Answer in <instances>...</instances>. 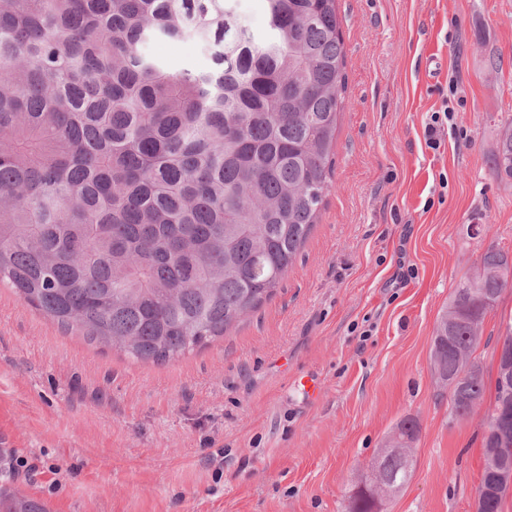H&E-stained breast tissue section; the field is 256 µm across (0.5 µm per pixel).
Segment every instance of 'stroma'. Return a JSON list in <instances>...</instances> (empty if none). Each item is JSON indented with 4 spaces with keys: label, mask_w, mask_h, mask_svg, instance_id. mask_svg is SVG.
I'll list each match as a JSON object with an SVG mask.
<instances>
[{
    "label": "stroma",
    "mask_w": 512,
    "mask_h": 512,
    "mask_svg": "<svg viewBox=\"0 0 512 512\" xmlns=\"http://www.w3.org/2000/svg\"><path fill=\"white\" fill-rule=\"evenodd\" d=\"M347 88L318 224L270 300L162 364L64 331L0 284V465L49 512H352L417 420L381 512H473L512 288L475 356L478 416L448 420L434 330L490 245L512 250V0H337ZM454 130L428 148L443 103ZM479 225L480 234L470 232ZM314 376L316 399L295 382ZM453 120L454 108L448 106L447 102L444 104V109L441 112L432 113L430 122L426 125V143L429 148L436 150L440 147L439 133L445 130V124L448 126V123H450L452 128ZM495 169L507 176H512V132L505 133L501 138L497 154L494 158ZM368 464V467L373 464L377 465L387 484L404 486L412 473V450L408 455L391 452L378 453Z\"/></svg>",
    "instance_id": "stroma-1"
}]
</instances>
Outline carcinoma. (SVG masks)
<instances>
[{
    "mask_svg": "<svg viewBox=\"0 0 512 512\" xmlns=\"http://www.w3.org/2000/svg\"><path fill=\"white\" fill-rule=\"evenodd\" d=\"M0 0V282L91 344L164 363L224 336L269 299L318 223L346 90L336 0ZM198 41L206 72L145 51ZM495 169L512 176V132ZM453 291L435 329L443 371L464 317L512 283L507 250ZM485 381L449 395L463 420ZM405 485L412 455H376ZM496 472L484 512H501ZM0 512H46L0 489ZM237 14L240 22L257 33L265 30V1L237 0Z\"/></svg>",
    "mask_w": 512,
    "mask_h": 512,
    "instance_id": "obj_1",
    "label": "carcinoma"
}]
</instances>
